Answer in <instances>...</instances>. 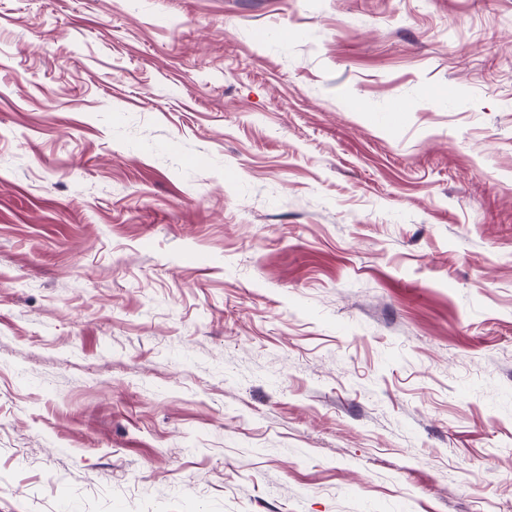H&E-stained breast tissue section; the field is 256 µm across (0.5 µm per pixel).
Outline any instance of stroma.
Returning <instances> with one entry per match:
<instances>
[{
  "mask_svg": "<svg viewBox=\"0 0 512 512\" xmlns=\"http://www.w3.org/2000/svg\"><path fill=\"white\" fill-rule=\"evenodd\" d=\"M512 512V0H0V512Z\"/></svg>",
  "mask_w": 512,
  "mask_h": 512,
  "instance_id": "obj_1",
  "label": "stroma"
}]
</instances>
